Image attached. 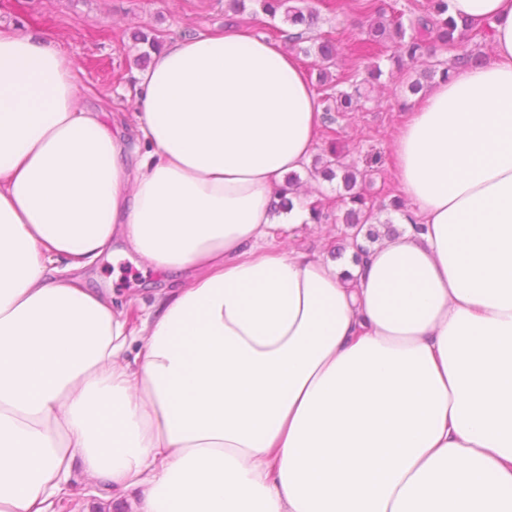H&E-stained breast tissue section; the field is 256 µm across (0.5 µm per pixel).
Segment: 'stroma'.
<instances>
[{"label": "stroma", "mask_w": 512, "mask_h": 512, "mask_svg": "<svg viewBox=\"0 0 512 512\" xmlns=\"http://www.w3.org/2000/svg\"><path fill=\"white\" fill-rule=\"evenodd\" d=\"M291 5L319 10L318 30L337 40L338 58L332 69L341 74L359 42L367 39L370 20L354 10L338 12L322 7L320 0H290ZM229 17L224 0H0V25L51 39L71 60L84 95L81 104L105 113L110 126L134 136L135 110L129 93L140 70L137 58L143 44L134 40L136 31L161 39L185 33L223 30ZM236 23L254 24L262 34L283 26L282 18L244 12ZM414 72L389 83L381 100L368 102L359 111L338 117L325 126L320 148L336 150L346 162L365 171L363 193L380 207L381 219L393 218L391 205L400 193L394 170L391 139L406 115V90ZM88 287L113 290L126 298L148 301L159 282L152 271L129 259L106 255L85 271Z\"/></svg>", "instance_id": "1"}]
</instances>
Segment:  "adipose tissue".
<instances>
[{
	"label": "adipose tissue",
	"mask_w": 512,
	"mask_h": 512,
	"mask_svg": "<svg viewBox=\"0 0 512 512\" xmlns=\"http://www.w3.org/2000/svg\"><path fill=\"white\" fill-rule=\"evenodd\" d=\"M392 142L405 208L344 266L272 199L317 151L295 53L169 39L139 146L71 61L0 30V512H512V0ZM120 243L164 286L131 312L82 272Z\"/></svg>",
	"instance_id": "adipose-tissue-1"
}]
</instances>
